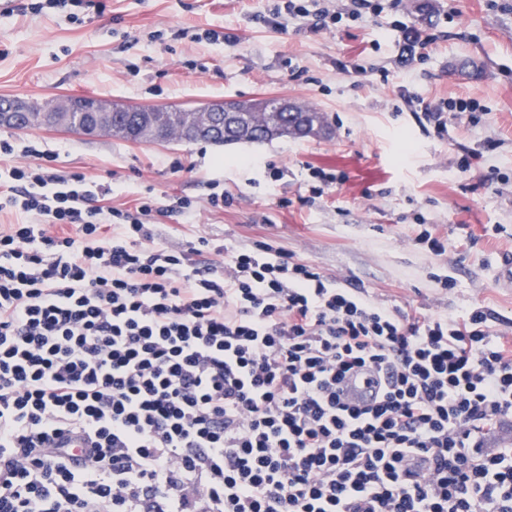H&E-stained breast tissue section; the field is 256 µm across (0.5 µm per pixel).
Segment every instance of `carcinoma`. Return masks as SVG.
Returning <instances> with one entry per match:
<instances>
[{"label":"carcinoma","mask_w":512,"mask_h":512,"mask_svg":"<svg viewBox=\"0 0 512 512\" xmlns=\"http://www.w3.org/2000/svg\"><path fill=\"white\" fill-rule=\"evenodd\" d=\"M235 104L242 107L236 126L207 128L192 135L190 129L198 126L195 113L176 107L151 106L147 112L112 113V128L102 131V134L131 142L151 143L153 138L147 135V131L155 129L163 142L201 140L215 145H231L318 136L327 125L324 113L313 106L296 104L292 110L280 112L274 98L237 100ZM32 108L33 111L27 113L22 122L11 125V128L23 130L44 126L38 112L40 105L34 104ZM71 124V131L75 133L94 134L93 121L85 112L72 113Z\"/></svg>","instance_id":"obj_1"}]
</instances>
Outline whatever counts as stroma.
<instances>
[{
  "label": "stroma",
  "instance_id": "stroma-1",
  "mask_svg": "<svg viewBox=\"0 0 512 512\" xmlns=\"http://www.w3.org/2000/svg\"><path fill=\"white\" fill-rule=\"evenodd\" d=\"M103 3L79 25L55 14L0 15V97L181 108L277 97L315 106L328 133L218 147L0 126V139L34 142L60 172L110 186L106 203L119 209L141 197L159 206L198 202L193 223L157 225L163 239L266 242L409 313L485 307L501 317L497 333L512 337V284L500 275L512 257V0H398L380 16L346 17L327 30L293 19L282 29L254 23L269 0ZM421 3L431 21L405 61ZM178 28L186 37H175ZM207 28L223 29L227 43L191 40V31ZM467 59L481 63L483 75L452 72ZM359 68L365 76H356ZM405 88L419 103L403 102ZM441 98L472 100L481 123L452 116L448 136L438 137L423 104ZM312 166L347 180L304 205ZM272 167L282 180L271 181ZM215 181L230 206L207 205ZM423 222L447 238L444 254L415 245ZM494 224L504 233L488 234ZM443 276L454 288H442Z\"/></svg>",
  "mask_w": 512,
  "mask_h": 512
}]
</instances>
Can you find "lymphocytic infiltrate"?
Returning a JSON list of instances; mask_svg holds the SVG:
<instances>
[{"label": "lymphocytic infiltrate", "instance_id": "1", "mask_svg": "<svg viewBox=\"0 0 512 512\" xmlns=\"http://www.w3.org/2000/svg\"><path fill=\"white\" fill-rule=\"evenodd\" d=\"M297 18L338 15L268 16ZM109 193L0 167V211L24 217L0 228V512H512V444H487L512 420L498 314L404 313L264 242H162L191 200Z\"/></svg>", "mask_w": 512, "mask_h": 512}]
</instances>
